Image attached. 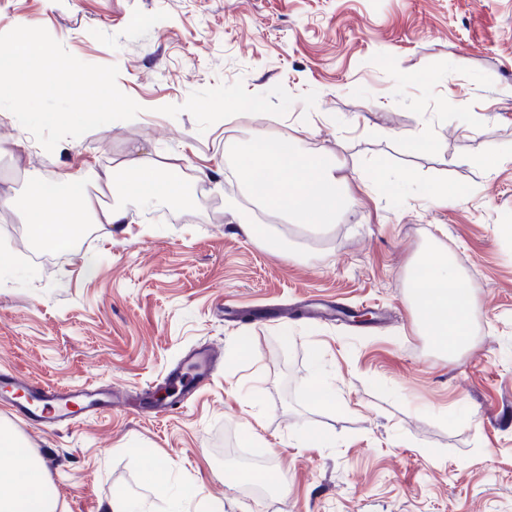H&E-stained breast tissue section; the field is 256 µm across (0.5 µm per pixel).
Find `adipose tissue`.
<instances>
[{
  "instance_id": "adipose-tissue-1",
  "label": "adipose tissue",
  "mask_w": 512,
  "mask_h": 512,
  "mask_svg": "<svg viewBox=\"0 0 512 512\" xmlns=\"http://www.w3.org/2000/svg\"><path fill=\"white\" fill-rule=\"evenodd\" d=\"M246 120L253 128L243 142L235 166L238 180L269 216L314 228L336 223L345 182L335 160L302 150L301 133H272L256 129L257 113ZM167 164L144 158L125 161L103 172L75 171L50 182L34 183L23 203L13 196L0 204L20 205L36 243L48 250L68 249L86 223L119 227L128 223L131 208L146 211L168 198L183 196L179 182L169 180ZM121 188L123 200L104 197ZM414 312L435 343L456 352L469 335L475 298L442 252L420 255L408 271ZM15 433L0 426V448L15 449L9 467L0 469V512H57L58 500L49 478L28 454L18 452Z\"/></svg>"
}]
</instances>
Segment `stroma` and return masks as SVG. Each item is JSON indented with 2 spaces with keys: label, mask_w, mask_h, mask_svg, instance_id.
Instances as JSON below:
<instances>
[{
  "label": "stroma",
  "mask_w": 512,
  "mask_h": 512,
  "mask_svg": "<svg viewBox=\"0 0 512 512\" xmlns=\"http://www.w3.org/2000/svg\"><path fill=\"white\" fill-rule=\"evenodd\" d=\"M17 24L117 66L142 111L49 153L0 109V194L149 155L180 157L190 197L0 273V370L126 397L43 432L0 383V423L50 476L59 512L120 499L144 512H512V0H0V34ZM256 104L347 178L336 224L271 221L279 255L238 227L260 209H225L244 194V131L224 114ZM424 136L438 152L409 151ZM439 183L443 203L429 196ZM427 251L448 253L476 297L453 354L415 320L407 269ZM362 308L370 322L345 319ZM203 345L221 357L199 392L139 413ZM322 379L335 406L316 395ZM248 426L280 476L264 493L229 479ZM305 432L324 440L300 445ZM154 462L158 483L144 478Z\"/></svg>",
  "instance_id": "35a3bbf8"
}]
</instances>
